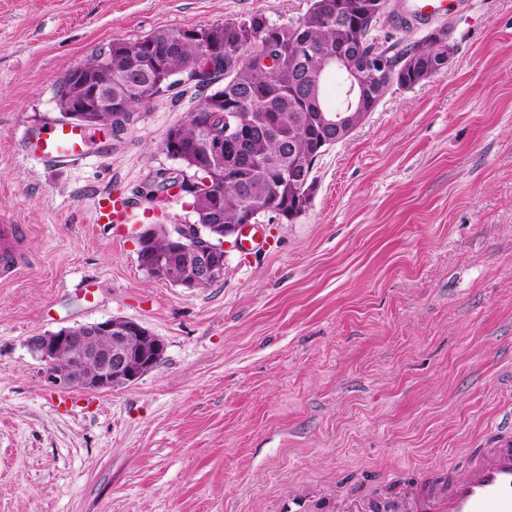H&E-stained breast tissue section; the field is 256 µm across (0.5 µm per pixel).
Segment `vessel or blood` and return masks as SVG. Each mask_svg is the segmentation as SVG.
<instances>
[{
    "label": "vessel or blood",
    "instance_id": "vessel-or-blood-1",
    "mask_svg": "<svg viewBox=\"0 0 512 512\" xmlns=\"http://www.w3.org/2000/svg\"><path fill=\"white\" fill-rule=\"evenodd\" d=\"M456 0H395L392 19L401 26L424 25L450 11ZM96 131L62 121L24 131L26 154L43 164H74L91 155ZM129 203L122 192L99 195L94 207L96 223L123 224ZM23 225L0 224V281L19 277L31 260L22 248ZM391 501L377 504L358 497L344 500L339 512H512V442L477 449L464 475L448 480L419 482L401 478L394 483Z\"/></svg>",
    "mask_w": 512,
    "mask_h": 512
}]
</instances>
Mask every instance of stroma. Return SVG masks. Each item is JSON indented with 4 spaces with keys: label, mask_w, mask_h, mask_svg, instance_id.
Instances as JSON below:
<instances>
[{
    "label": "stroma",
    "mask_w": 512,
    "mask_h": 512,
    "mask_svg": "<svg viewBox=\"0 0 512 512\" xmlns=\"http://www.w3.org/2000/svg\"><path fill=\"white\" fill-rule=\"evenodd\" d=\"M309 6L0 0V224L25 225L31 256L0 283V512H336L512 440V0L440 19L445 68L392 87L318 159L309 209L261 215L251 252L228 249L201 290L148 276L136 242L192 217L187 196L137 192L173 167L160 143L193 91L101 130L86 162L22 149L59 119L61 74L112 41ZM113 189L127 223H94ZM112 317L161 338L162 361L57 412L29 337Z\"/></svg>",
    "instance_id": "obj_1"
}]
</instances>
